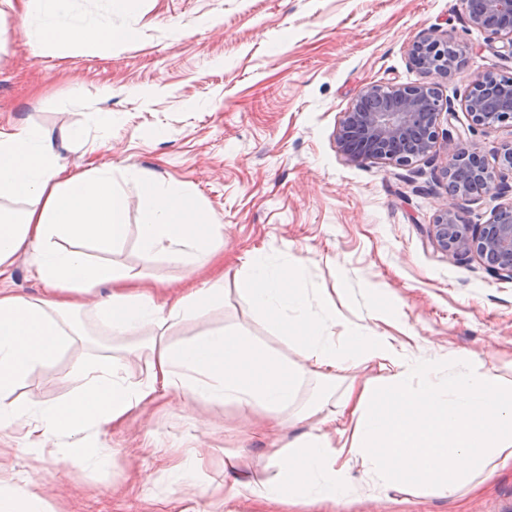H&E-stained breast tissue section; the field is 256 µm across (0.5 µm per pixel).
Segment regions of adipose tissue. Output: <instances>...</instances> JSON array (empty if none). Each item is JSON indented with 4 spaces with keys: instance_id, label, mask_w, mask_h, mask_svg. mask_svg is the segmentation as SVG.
<instances>
[{
    "instance_id": "obj_1",
    "label": "adipose tissue",
    "mask_w": 512,
    "mask_h": 512,
    "mask_svg": "<svg viewBox=\"0 0 512 512\" xmlns=\"http://www.w3.org/2000/svg\"><path fill=\"white\" fill-rule=\"evenodd\" d=\"M131 2L108 0L109 15L71 22L70 0H27L28 14L39 22L26 35L37 46L60 40L93 56L125 40L124 32L113 29L110 15L127 10ZM64 171L50 134L28 127L0 130V199L32 202L19 217L0 209V266L33 250L35 273L46 287L35 301L0 289V432L23 433L39 453L51 440L121 422L134 409L175 391L234 406L244 422L261 423L267 433L280 430L281 412L301 386L304 369L236 332L168 341L169 328L223 300V289L193 286L163 303L136 275L91 259L80 243L111 252L126 235L128 202L108 169L69 177ZM126 176L138 188L144 252L195 268L216 262L219 227L205 219L191 193L135 165L127 167ZM62 238L75 240V247H60ZM239 291L312 360L325 396L304 412L317 430L271 449L275 478L260 488L233 480L225 498L341 503L349 489L346 465L338 462L345 456L365 476L424 486L452 499L491 463L512 458V387L476 360H460L442 380L432 360L407 358L372 329L352 336L348 347L336 346L327 333L335 310L312 297L290 270L270 269L260 256L248 263ZM80 295L96 296L97 313L113 334L155 329L144 378H126L117 358L88 361L80 365L87 383L69 400L24 408L9 402L19 379L53 362L79 338L69 316ZM358 357L377 363L380 377L350 386L339 410L330 409L327 393L337 370ZM341 415L350 416L354 427L339 443L330 429Z\"/></svg>"
}]
</instances>
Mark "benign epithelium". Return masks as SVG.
Instances as JSON below:
<instances>
[{
	"instance_id": "benign-epithelium-1",
	"label": "benign epithelium",
	"mask_w": 512,
	"mask_h": 512,
	"mask_svg": "<svg viewBox=\"0 0 512 512\" xmlns=\"http://www.w3.org/2000/svg\"><path fill=\"white\" fill-rule=\"evenodd\" d=\"M468 22L502 43L497 55L512 62V0H482L479 10L462 0ZM411 64L425 80L407 84H370L362 89L336 130L339 153L352 164L383 162L410 167L420 161L444 159L440 174L448 181V192L464 201L487 194L503 196L509 186L503 172L512 171V141L495 147L496 165L480 156L478 148L442 127L455 114L453 102L436 84L426 81L432 74L443 77L458 69V53L448 49V39L426 33L409 50ZM492 73L475 76L464 109L471 119L469 131L494 132L512 123V109L494 106L482 95ZM433 243L448 257L481 259L490 272L512 279V200L500 204L485 224H471L464 208L443 209L432 229Z\"/></svg>"
}]
</instances>
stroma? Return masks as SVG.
Returning <instances> with one entry per match:
<instances>
[{"label": "stroma", "mask_w": 512, "mask_h": 512, "mask_svg": "<svg viewBox=\"0 0 512 512\" xmlns=\"http://www.w3.org/2000/svg\"><path fill=\"white\" fill-rule=\"evenodd\" d=\"M28 22L21 7L0 0V129L79 131L58 147L70 171L107 165L130 203L127 234L111 261L141 274L163 298L186 283L187 266L140 247L137 189L124 175L133 164L192 193L222 227L224 301L173 326L170 341L233 328L308 366L239 291L244 265L258 253L290 265L309 293L335 307L329 332L337 344L373 328L409 357L435 362L441 375L473 353L512 382V279L491 275L478 257L457 262L434 246L437 215L458 204L437 166L412 173L381 162L354 165L336 148L342 116L366 85L421 81L408 49L432 29L447 34L463 60L451 75L431 77L457 107L453 130L488 158L512 140L507 126L488 136L468 129L462 103L472 80L483 72L512 77V63L469 24L461 0H135L129 12L112 15L129 40L94 57L66 42L31 45ZM0 286L43 297L31 252L0 269ZM71 319L83 340L33 368L11 400L66 401L83 385L76 365L88 358H121L129 380L144 377L151 329L113 335L91 296ZM320 395L306 375L278 438L241 429L234 407L176 392L118 426L53 440L41 454L14 433L0 438V479L39 496L48 512H181L188 505L315 512L251 496L202 498L198 489L223 484L230 455L253 485L269 481L268 449L310 430L297 413ZM197 440L210 448L208 463L195 482H174L170 468ZM74 448L88 465L67 460ZM101 448L111 449L110 464H93ZM349 487L335 512H512V464L485 472L479 488L453 504L429 489L363 479L357 466Z\"/></svg>", "instance_id": "stroma-1"}]
</instances>
